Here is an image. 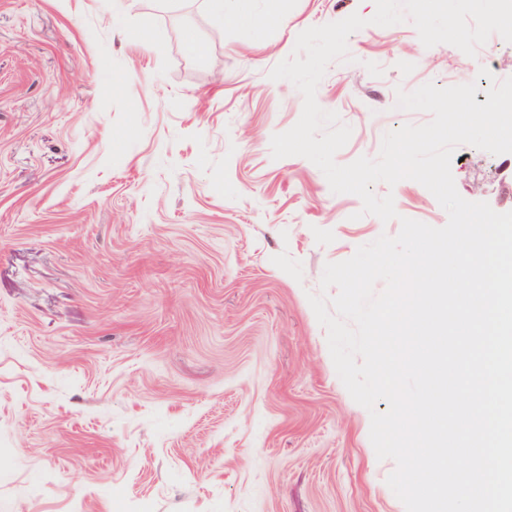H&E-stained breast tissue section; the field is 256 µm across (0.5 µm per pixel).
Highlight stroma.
<instances>
[{"label": "stroma", "mask_w": 512, "mask_h": 512, "mask_svg": "<svg viewBox=\"0 0 512 512\" xmlns=\"http://www.w3.org/2000/svg\"><path fill=\"white\" fill-rule=\"evenodd\" d=\"M0 0V512H406L370 415L308 301L326 263L400 217L361 215L300 156H271L303 98L270 70L298 35L374 0ZM195 41L202 56L187 47ZM320 107L335 160L431 119L398 91L512 77V43L425 47L411 21L348 38ZM458 193L512 211V153L463 145Z\"/></svg>", "instance_id": "35a3bbf8"}]
</instances>
